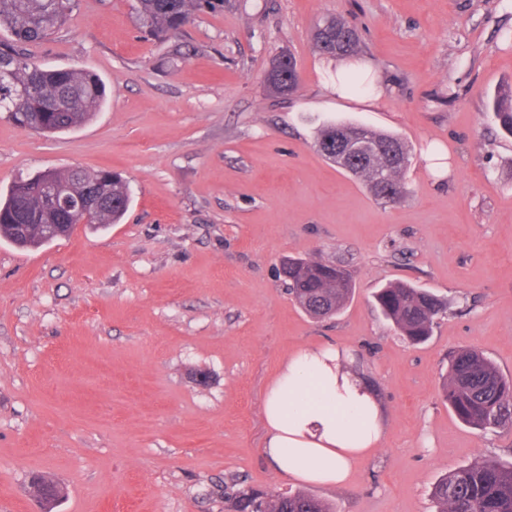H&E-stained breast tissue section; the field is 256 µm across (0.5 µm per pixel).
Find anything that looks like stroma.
I'll return each instance as SVG.
<instances>
[{
	"label": "stroma",
	"mask_w": 512,
	"mask_h": 512,
	"mask_svg": "<svg viewBox=\"0 0 512 512\" xmlns=\"http://www.w3.org/2000/svg\"><path fill=\"white\" fill-rule=\"evenodd\" d=\"M137 0H75L43 67L85 68L107 101L82 128L39 135L0 115V195L48 169H109L132 204L106 231L78 225L24 250L0 241V512H41L30 477L64 489L54 512H224L225 490L306 491L336 512H434L433 484L512 461V428L483 432L443 400L452 351L512 376V137L489 105L512 87V0H226L160 42ZM360 36L342 60L314 27ZM290 52L285 95L265 76ZM363 88L336 98L337 70ZM352 121L411 149L387 204L316 148ZM339 264L355 292L308 316L283 258ZM406 281L445 298L428 341L403 339L373 295ZM349 349L387 412L381 446L343 488L274 472L263 403L282 361ZM327 23L331 30L336 31V29H338V30L348 32V33H350L351 38L349 39L347 49L342 54L333 53L332 51H330L328 49L327 46L321 45L320 43L316 42L313 38L315 49L319 52V54L326 56V57L336 58V57H340V56L353 55L358 52L359 37H358L355 29L347 21H345L344 19H341V18L333 17L330 20H328Z\"/></svg>",
	"instance_id": "35a3bbf8"
}]
</instances>
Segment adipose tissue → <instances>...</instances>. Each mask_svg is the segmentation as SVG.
Here are the masks:
<instances>
[{
	"label": "adipose tissue",
	"instance_id": "adipose-tissue-1",
	"mask_svg": "<svg viewBox=\"0 0 512 512\" xmlns=\"http://www.w3.org/2000/svg\"><path fill=\"white\" fill-rule=\"evenodd\" d=\"M265 454L276 473L304 483L343 487L355 463L381 444L384 408L333 346L288 357L264 404Z\"/></svg>",
	"mask_w": 512,
	"mask_h": 512
}]
</instances>
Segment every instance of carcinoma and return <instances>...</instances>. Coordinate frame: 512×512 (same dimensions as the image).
<instances>
[{
	"instance_id": "carcinoma-1",
	"label": "carcinoma",
	"mask_w": 512,
	"mask_h": 512,
	"mask_svg": "<svg viewBox=\"0 0 512 512\" xmlns=\"http://www.w3.org/2000/svg\"><path fill=\"white\" fill-rule=\"evenodd\" d=\"M74 0H0V28L11 41L0 40V112L13 122L21 113L39 120L49 133L82 126L105 100V87L92 72L73 68H42L30 61L24 45L46 39L67 18ZM139 22L151 35L165 39L178 34L194 12L213 5L212 0H139ZM332 30L350 33L343 55L359 49V37L345 20H328ZM296 67L291 57L277 59L268 73L270 87L280 93L297 88ZM493 114L500 128L512 135V90L499 95ZM354 135V160H338L336 136ZM318 152L337 167L362 179L371 194L399 200L406 194L403 173L411 151L397 135L379 132L356 122L332 121L324 125L316 140ZM394 154V161L388 160ZM103 188L107 203L84 210L75 207L65 216L69 224H86L104 229L118 224L131 204L130 191L117 174L104 169ZM28 224H54L59 216L44 204L40 181L20 180L5 199H0V239L21 248L40 247L36 232L21 235L19 218ZM282 271L288 291L313 317L339 313L351 299L355 285L346 271H335L318 260L290 258ZM383 315L399 334L412 344L432 335L437 320L447 313V303L435 294L397 281L375 295ZM448 407L466 425L477 429L512 427V377H505L494 363L476 348L456 351L443 384ZM30 486L48 491L58 501L62 489L52 480L37 476ZM436 512H512V463L485 459L448 472L433 487ZM225 512H336V507L308 493H273L242 488L224 493Z\"/></svg>"
}]
</instances>
